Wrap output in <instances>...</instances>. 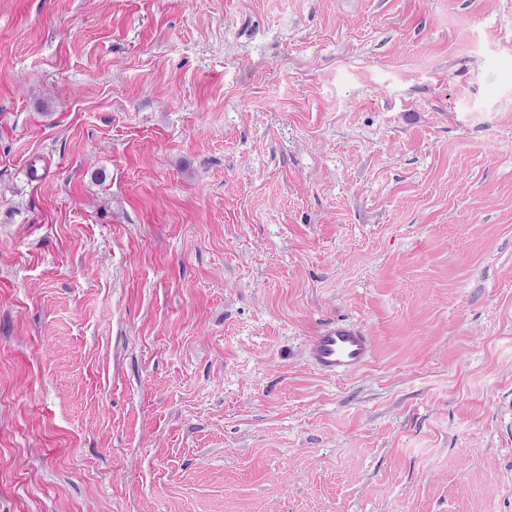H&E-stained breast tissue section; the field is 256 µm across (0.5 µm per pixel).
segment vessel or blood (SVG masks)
<instances>
[{
  "label": "vessel or blood",
  "instance_id": "1",
  "mask_svg": "<svg viewBox=\"0 0 512 512\" xmlns=\"http://www.w3.org/2000/svg\"><path fill=\"white\" fill-rule=\"evenodd\" d=\"M307 349L314 365L333 376L366 366L372 355V342L358 327L331 322L309 338Z\"/></svg>",
  "mask_w": 512,
  "mask_h": 512
}]
</instances>
